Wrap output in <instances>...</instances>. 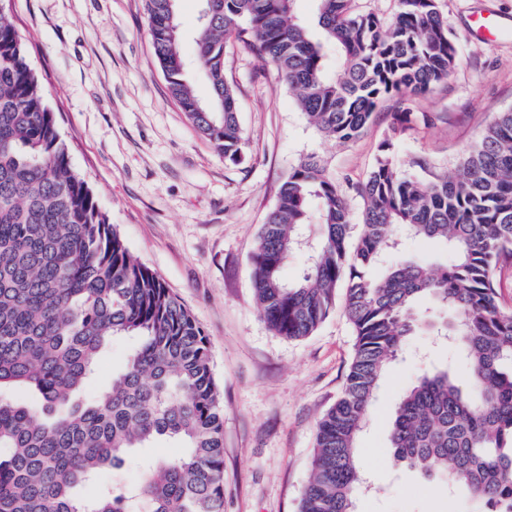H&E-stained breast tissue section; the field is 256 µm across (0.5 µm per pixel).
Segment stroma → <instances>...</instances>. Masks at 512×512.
Listing matches in <instances>:
<instances>
[{
    "label": "stroma",
    "instance_id": "obj_1",
    "mask_svg": "<svg viewBox=\"0 0 512 512\" xmlns=\"http://www.w3.org/2000/svg\"><path fill=\"white\" fill-rule=\"evenodd\" d=\"M459 49L451 77L423 94L390 95L356 141L339 144L307 121L267 60L226 48L246 143L224 159L170 97L153 54L143 0H0L56 113L70 164L144 265L190 310L209 339L224 403V512H298L319 419L335 403L355 335L335 309L311 335L269 330L254 301L251 256L280 185L305 157L322 159L348 197L382 151L416 175L418 160L454 168L483 128L512 108V0H439ZM489 14L494 39L471 18ZM411 120L400 125L398 116ZM453 351L410 336L380 383L359 437L370 484L357 512H467L449 493L395 465L388 434L404 391Z\"/></svg>",
    "mask_w": 512,
    "mask_h": 512
}]
</instances>
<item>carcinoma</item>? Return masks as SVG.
Returning a JSON list of instances; mask_svg holds the SVG:
<instances>
[{
    "mask_svg": "<svg viewBox=\"0 0 512 512\" xmlns=\"http://www.w3.org/2000/svg\"><path fill=\"white\" fill-rule=\"evenodd\" d=\"M178 0H145L152 48L172 99L224 158L245 132L226 81L228 39L275 68L325 137L349 143L377 102L424 93L458 59L437 0H396L388 23L350 0H198L196 62L210 87L187 79ZM361 233L325 163L302 159L281 184L252 256L254 297L269 328L296 340L336 307L356 341L346 382L317 424L300 512H355L357 439L380 382L421 325L451 337L455 364L426 371L400 399L394 459L465 490L479 512H512V109L496 115L452 172L426 180L382 154L365 183ZM318 224L304 275L284 270L299 235ZM439 240L434 270L406 259L399 237ZM393 257L388 272L371 270ZM137 346L111 385L87 398L104 350ZM29 394L20 401L5 395ZM224 405L209 341L163 280L125 245L69 162L56 114L15 25L0 12V512H224ZM172 440L185 452L146 465L136 489L100 488L102 473L137 448Z\"/></svg>",
    "mask_w": 512,
    "mask_h": 512,
    "instance_id": "1",
    "label": "carcinoma"
}]
</instances>
